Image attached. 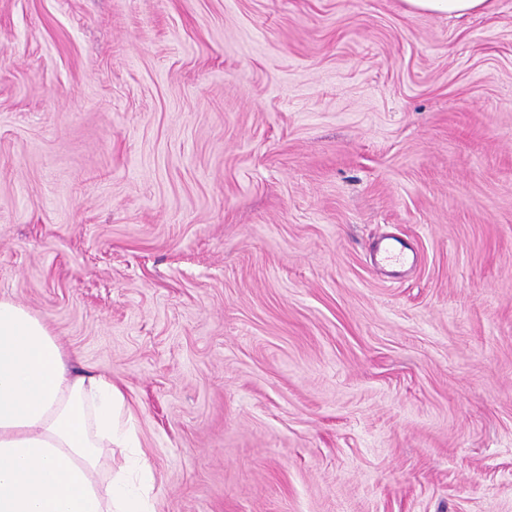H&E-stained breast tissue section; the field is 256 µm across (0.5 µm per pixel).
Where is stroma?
I'll list each match as a JSON object with an SVG mask.
<instances>
[{
    "mask_svg": "<svg viewBox=\"0 0 512 512\" xmlns=\"http://www.w3.org/2000/svg\"><path fill=\"white\" fill-rule=\"evenodd\" d=\"M0 297L155 512H512V0H0ZM409 12L425 11L437 14L463 16L483 12L490 0H403ZM374 264L379 270L398 273L397 268L412 266L415 261L413 251L398 238L380 241L373 251Z\"/></svg>",
    "mask_w": 512,
    "mask_h": 512,
    "instance_id": "35a3bbf8",
    "label": "stroma"
}]
</instances>
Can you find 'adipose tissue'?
I'll list each match as a JSON object with an SVG mask.
<instances>
[{"label":"adipose tissue","mask_w":512,"mask_h":512,"mask_svg":"<svg viewBox=\"0 0 512 512\" xmlns=\"http://www.w3.org/2000/svg\"><path fill=\"white\" fill-rule=\"evenodd\" d=\"M69 359L43 317L0 298V512H155L122 391Z\"/></svg>","instance_id":"adipose-tissue-1"}]
</instances>
